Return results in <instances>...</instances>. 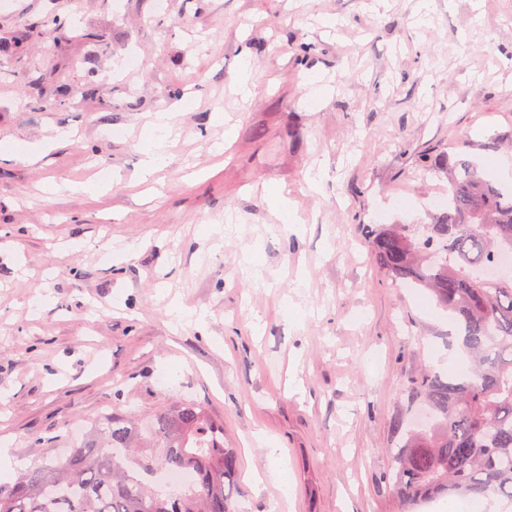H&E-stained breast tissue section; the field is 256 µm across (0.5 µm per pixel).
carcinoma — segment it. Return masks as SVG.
I'll list each match as a JSON object with an SVG mask.
<instances>
[{
  "label": "carcinoma",
  "instance_id": "1",
  "mask_svg": "<svg viewBox=\"0 0 512 512\" xmlns=\"http://www.w3.org/2000/svg\"><path fill=\"white\" fill-rule=\"evenodd\" d=\"M418 160L448 171V208L421 233L375 225L370 253L392 282L429 290L450 313L467 364L409 382V399L424 402L428 418L395 443L392 488L408 512L446 497L512 503V274H480L496 251L512 250V189L470 158ZM148 433L140 441L132 421L105 418L65 462L36 464L0 485V512H239L238 457L206 408L181 401ZM170 468L194 476L187 489L151 487Z\"/></svg>",
  "mask_w": 512,
  "mask_h": 512
}]
</instances>
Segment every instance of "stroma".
Returning <instances> with one entry per match:
<instances>
[{"label": "stroma", "mask_w": 512, "mask_h": 512, "mask_svg": "<svg viewBox=\"0 0 512 512\" xmlns=\"http://www.w3.org/2000/svg\"><path fill=\"white\" fill-rule=\"evenodd\" d=\"M50 15L70 20L52 46ZM21 35L0 55V442L64 460L99 415L193 400L238 452L241 512H400L395 421L421 416L407 386L448 371L454 325L369 235L447 196L419 154L454 144L512 184V0H0V44ZM90 69L94 100L45 106ZM173 116V112H156L154 114L150 125L153 129L163 132L164 136L157 141V145L155 146L156 150L149 154V160L147 162L148 169L163 161V156L158 149L160 148V144L173 132Z\"/></svg>", "instance_id": "stroma-1"}]
</instances>
